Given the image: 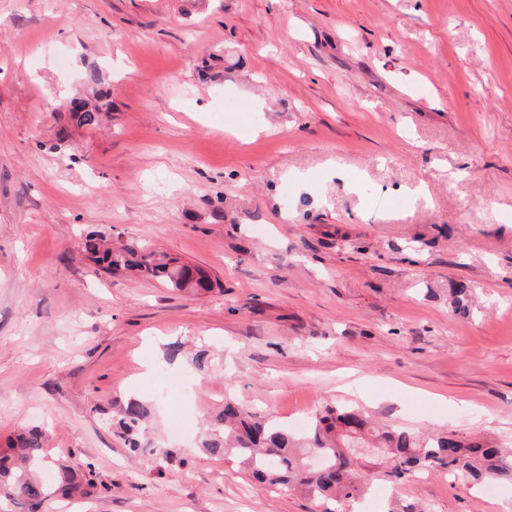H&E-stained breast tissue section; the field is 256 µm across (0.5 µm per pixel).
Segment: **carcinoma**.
<instances>
[{"label": "carcinoma", "instance_id": "1", "mask_svg": "<svg viewBox=\"0 0 512 512\" xmlns=\"http://www.w3.org/2000/svg\"><path fill=\"white\" fill-rule=\"evenodd\" d=\"M103 109L102 104L84 103L70 112L81 125L92 128L102 122ZM81 248L87 260L107 272L150 275L186 293L213 289L206 273L167 252L137 244L114 247L112 239L101 232L87 234ZM192 366L204 375L214 370L210 350L197 351ZM146 414L140 402L131 400L117 421L128 451L170 457L171 449L154 446L146 436ZM44 445V433L39 429L6 440V447L0 448V500L37 512L55 496H83L97 488L94 464L74 453L68 462L54 466L51 477H45L49 464ZM200 445L210 456L236 459L260 483L308 494L320 512H339V506H351L374 479L394 482L434 469H444L474 484L512 485V461L487 442L466 443L453 432L424 438L376 423L351 406L327 405L299 431L226 398L223 410L202 434ZM367 467L372 471L368 481L362 479Z\"/></svg>", "mask_w": 512, "mask_h": 512}]
</instances>
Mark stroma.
I'll list each match as a JSON object with an SVG mask.
<instances>
[{
  "label": "stroma",
  "mask_w": 512,
  "mask_h": 512,
  "mask_svg": "<svg viewBox=\"0 0 512 512\" xmlns=\"http://www.w3.org/2000/svg\"><path fill=\"white\" fill-rule=\"evenodd\" d=\"M98 230L216 286L95 269ZM228 397L512 449V0H0V441L41 428L99 482L40 512H317L170 436ZM131 399L173 457L128 453ZM393 499L512 512L440 472ZM106 108V104H99L89 106L87 103L82 104L80 107H74L69 110L72 112V116L83 126L96 127L102 120L105 112H102Z\"/></svg>",
  "instance_id": "35a3bbf8"
}]
</instances>
